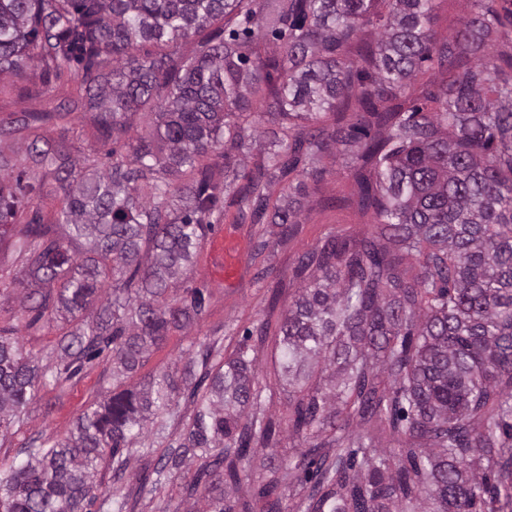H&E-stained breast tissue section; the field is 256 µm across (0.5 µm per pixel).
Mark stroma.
Instances as JSON below:
<instances>
[{
	"label": "stroma",
	"instance_id": "obj_1",
	"mask_svg": "<svg viewBox=\"0 0 512 512\" xmlns=\"http://www.w3.org/2000/svg\"><path fill=\"white\" fill-rule=\"evenodd\" d=\"M78 79L66 73L44 79L41 67H31L21 78L0 77V121L24 112H55L77 97ZM92 129L83 112L65 119L37 123L14 136L17 145L39 138L70 141L81 149H94L98 155L111 150V143L92 139ZM356 186L344 159L325 160L319 182L307 183L299 198V222L289 237H282L273 224L242 223L237 208L228 204L220 220L208 231L202 247L187 273L186 284L200 288L206 296L202 318L183 331L170 334L155 349L137 373H112L111 358H100L64 387H41L27 404L21 426L0 435V466L9 467L18 448L29 438L62 439L69 435L77 416L95 399L101 389L117 384L133 389L144 378L172 368L175 362L198 349L200 342L217 339L224 347L235 346L245 330L263 320L278 322L289 303L305 284L295 274L299 257L321 247L328 234L354 241L370 229L371 218L359 211ZM268 247L256 254L258 238ZM22 264L12 238L0 242V328L16 330L28 352L46 357L58 339L62 325L30 324V315L21 305L19 289L10 285Z\"/></svg>",
	"mask_w": 512,
	"mask_h": 512
}]
</instances>
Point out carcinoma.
I'll list each match as a JSON object with an SVG mask.
<instances>
[{"label": "carcinoma", "instance_id": "obj_1", "mask_svg": "<svg viewBox=\"0 0 512 512\" xmlns=\"http://www.w3.org/2000/svg\"><path fill=\"white\" fill-rule=\"evenodd\" d=\"M468 3L463 26L439 37L434 0H0V75L22 77L35 61L76 70L83 99L56 117L86 107L93 137L126 149L110 165L64 143L0 153V239L22 192H44L49 178L60 195L55 222L36 211L16 234L29 325L63 311L77 321L45 363L0 334V432L22 422L39 386L64 385L105 351L132 374L201 318L203 292L175 280L224 201L286 237L297 212L271 202V187L301 189L349 145L357 204L372 218L367 236L331 233L299 260L296 275L312 274L276 329L278 383L256 380L247 344L265 342L270 322L227 357L219 340L203 342L180 369L106 390L69 437L18 449L0 473V512H87L101 472L121 482L137 451L157 455L156 486L196 465L183 490L199 495L198 512H282L273 493L295 469L309 483L297 512H512V55L494 47V0ZM366 26L376 42L347 56ZM269 33L276 50L261 45ZM143 43L157 51L137 56ZM427 74L437 91L404 108ZM351 102L386 137L342 124ZM252 115L269 136L243 126ZM49 117L0 123V139ZM28 170L43 171L38 184L22 185ZM57 225L85 240L83 256ZM283 381L286 424L265 413ZM185 394L196 401L186 421L174 413ZM343 415L402 448L337 435ZM173 419L177 445L145 444L148 424L161 445ZM288 438L302 449L292 468L275 463ZM260 449L271 477L241 502L230 492L250 483L242 461Z\"/></svg>", "mask_w": 512, "mask_h": 512}]
</instances>
